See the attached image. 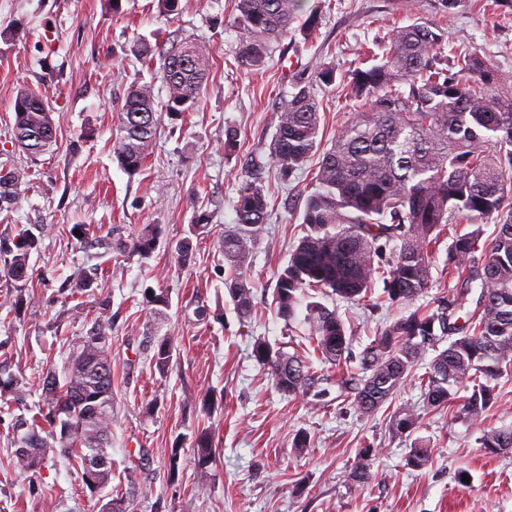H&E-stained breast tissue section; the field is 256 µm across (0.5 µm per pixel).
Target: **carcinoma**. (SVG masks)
<instances>
[{"label": "carcinoma", "mask_w": 512, "mask_h": 512, "mask_svg": "<svg viewBox=\"0 0 512 512\" xmlns=\"http://www.w3.org/2000/svg\"><path fill=\"white\" fill-rule=\"evenodd\" d=\"M299 0H236L234 27L240 38L235 61L241 69H258L272 41L288 34L298 19ZM445 32L415 21L393 28L382 56L364 59L349 76L347 93L355 101L336 127L330 147L321 148V104L313 83L336 80L331 66L320 64L307 75L291 74L292 92L280 100L278 123L269 145L268 162L253 154L242 156L241 179L232 203L239 232L224 237L227 275L224 285L238 316L251 318L253 283L245 274L248 242L260 238L270 216V192L263 173L272 165L281 184L314 155L318 166L311 190L299 197L305 234L278 272L273 292L277 315L292 322L305 305L307 340L324 364L338 366L353 359L351 336L336 309L312 299L311 290L326 298L364 301L376 282L383 285L382 302L409 303L430 282L432 248L450 228L448 266L458 283L433 308H418L388 325L359 354L358 371L337 380L339 396L351 400L357 412L373 415L396 394L425 356H434L421 378L424 405L443 408L461 389L471 395L459 417L481 424L496 399L497 381L512 374V79L496 71L476 51L444 54ZM136 49L153 69L152 82L133 84L116 113L118 134L112 153L129 176L144 170L165 120L176 121L195 111L210 75L209 49L191 37H173L151 45L137 40ZM159 80L166 99L154 96ZM12 144L38 156L57 137L53 107L36 91L20 90L13 103ZM20 175L0 169V214L16 209ZM494 224L486 235L485 226ZM80 241L110 253L114 250L146 258L158 247L160 230L146 225L124 239L110 231L88 237L75 224ZM42 227H22L0 240V278L10 287L8 314L26 310V288L32 255L40 250ZM98 269L82 267L62 292L94 294ZM479 289L474 311L464 324L454 320L464 298ZM159 318L170 306L164 291L143 292ZM86 332L71 342L64 379L48 366L42 379L38 411L7 424L5 436L14 447L12 461L22 471H36L49 458L73 460L82 484L91 491L111 482L112 460L106 446L112 430V309L106 298L85 319ZM448 342L444 349L442 342ZM152 361L163 372L174 347L169 334L152 340ZM252 357L271 375L275 388L288 396L323 398L329 394L323 373L313 370L299 350L289 353L264 338H256ZM10 395L23 403L25 392L7 361H0V398ZM420 414L403 408L389 420L398 437L418 428ZM478 443L485 453L512 450V429H481ZM198 468L213 463L212 430L204 427L192 441ZM364 450L349 473L359 487L370 483ZM430 449L422 441L410 448L408 465L424 467Z\"/></svg>", "instance_id": "1"}]
</instances>
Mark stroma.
Wrapping results in <instances>:
<instances>
[{"instance_id": "35a3bbf8", "label": "stroma", "mask_w": 512, "mask_h": 512, "mask_svg": "<svg viewBox=\"0 0 512 512\" xmlns=\"http://www.w3.org/2000/svg\"><path fill=\"white\" fill-rule=\"evenodd\" d=\"M235 0H181L179 15L159 16L152 0H0V164L17 165L22 196L10 220L0 219V239L20 226L45 227L41 251L31 260L32 281L24 318L11 319L0 285V341L23 382L27 406L41 394L46 355L57 373L67 367L69 344L84 335L95 301L112 306V483L126 512H512V451L490 458L480 431L457 415L456 402L423 411L414 438L392 437L393 412L420 403L418 377H409L380 411L364 417L350 402L288 397L251 356L255 338L292 351L307 326L304 311L285 324L273 305L275 273L303 231L293 210L275 206L269 231L252 244L247 272L255 311L241 320L224 286L219 245L235 228L232 201L241 173L224 154V129L237 127L242 153L267 156L277 124L276 106L291 90L283 69L335 67L338 82L316 85L323 105L321 130L331 140L348 102L341 79L360 64V46L382 53L388 28L422 20L448 34L446 54L475 50L512 76V0H301L300 22L270 48L263 68L237 69ZM317 16L306 34L302 19ZM162 43L175 35L206 41L211 71L195 112L159 136L144 171L129 176L112 159L117 105L130 84L150 81L133 41ZM37 91L55 109L57 138L36 159L10 139L19 87ZM209 223L191 231L196 212ZM90 236L119 229L124 236L160 225V243L143 259L99 249L72 238V225ZM190 239L193 257L178 266L171 245ZM98 266L94 296L58 295L77 266ZM168 293L166 326L174 346L167 373H159L143 343L155 316L144 288ZM206 319H198L197 306ZM408 304L375 308L344 300L336 308L360 352L385 326L409 314ZM215 435L216 460L194 461L192 438L200 427ZM307 434L309 448L295 447ZM430 445L426 467L406 464L413 439ZM375 449L368 486L348 474L363 449ZM178 451L177 472L169 470ZM0 434V512H99L103 494L82 485L77 466L56 458L21 472Z\"/></svg>"}]
</instances>
